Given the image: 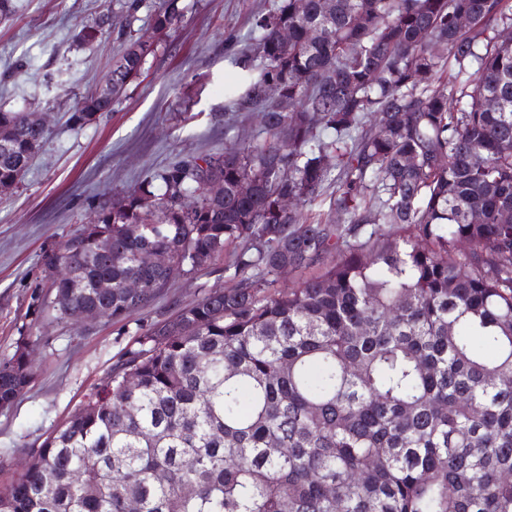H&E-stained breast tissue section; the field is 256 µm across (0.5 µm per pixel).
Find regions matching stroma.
<instances>
[{"mask_svg":"<svg viewBox=\"0 0 512 512\" xmlns=\"http://www.w3.org/2000/svg\"><path fill=\"white\" fill-rule=\"evenodd\" d=\"M183 27L165 38L112 112L76 128L67 114L104 86L125 29L120 0H15L0 21V107L47 115L46 141L18 185L0 194V358L17 344L35 355L31 384L0 410V483L60 428L136 340V327L171 316L215 288L234 287L230 255L175 276L154 303L124 320L78 327L57 320L39 266L44 249L77 233L102 195L176 155L221 150L259 131L256 115L224 124L227 91L245 74L239 53L273 0H179ZM109 15L95 51L77 46L81 25Z\"/></svg>","mask_w":512,"mask_h":512,"instance_id":"stroma-1","label":"stroma"}]
</instances>
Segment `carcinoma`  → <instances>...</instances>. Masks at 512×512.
<instances>
[{"label": "carcinoma", "mask_w": 512, "mask_h": 512, "mask_svg": "<svg viewBox=\"0 0 512 512\" xmlns=\"http://www.w3.org/2000/svg\"><path fill=\"white\" fill-rule=\"evenodd\" d=\"M106 22L75 42L94 49ZM150 22L69 125L111 111L185 12L160 0ZM511 26L512 0H276L259 15L242 49L258 74L230 108L260 113L256 138L176 158L40 256L62 320L149 307L167 286L141 261L154 249L187 274L231 249L236 285L139 327L0 487V512H512ZM0 131L2 185L47 131L2 108ZM329 187L340 220H308ZM316 265L276 289L282 267ZM29 383L18 353L0 359V402Z\"/></svg>", "instance_id": "carcinoma-1"}]
</instances>
